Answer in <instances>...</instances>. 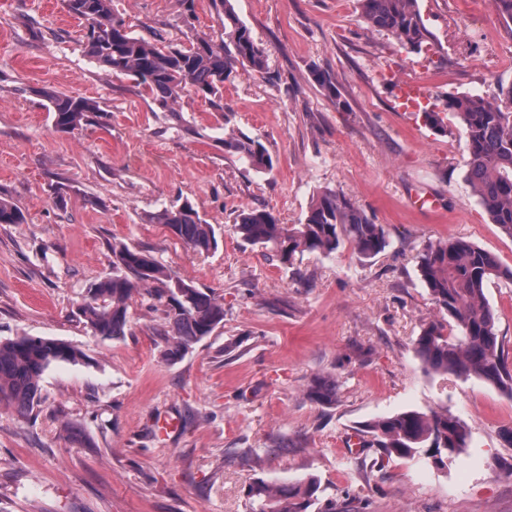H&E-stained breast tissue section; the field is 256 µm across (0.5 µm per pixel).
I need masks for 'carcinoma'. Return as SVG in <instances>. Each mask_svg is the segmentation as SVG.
Returning <instances> with one entry per match:
<instances>
[{
    "label": "carcinoma",
    "instance_id": "carcinoma-1",
    "mask_svg": "<svg viewBox=\"0 0 512 512\" xmlns=\"http://www.w3.org/2000/svg\"><path fill=\"white\" fill-rule=\"evenodd\" d=\"M224 13V39L197 37L189 46L172 48L156 38L135 35L125 19L112 9V0H66L68 12L84 23L87 55L115 76H132L165 112L183 89L215 107L222 104L224 81L237 66L264 73L267 51L237 17L230 0H213ZM416 0H360L361 18L372 31H384L412 50H422L426 30ZM312 76L336 105V86L329 73L315 67ZM52 117V129L72 134L87 124L89 115L101 111L97 102L81 96L43 92ZM448 111L461 124L469 143L466 180L491 223L512 238V87L490 101L478 94L448 95ZM224 154L238 158L257 173L274 168L272 156L250 137L224 134ZM24 214L9 198L0 196V224H21ZM157 223L196 253L217 248L216 233L185 201L165 209ZM235 227L241 238L273 253L282 263L295 255L320 252L330 255L342 240L372 258L387 246L384 227L375 223L345 195L324 190L310 206L302 224H282L266 209L238 214ZM418 271L439 311L450 318L449 330L432 320L415 340V352L424 369L462 380L476 379L512 395V368L499 347L496 317L484 289L493 278L512 281L488 252L462 238H450L426 248ZM138 288H152L166 302L165 356L176 360L224 323V304L210 294L175 278L148 250L120 247L112 250V275L92 284L79 307L95 336L118 339L125 335L127 302ZM75 347L48 338L17 336L0 341V401L12 404L22 415L32 412L39 399V382L53 363L74 362ZM309 395L325 404L336 401V383L327 380L311 386ZM362 433L369 445L387 456L414 460L429 454L434 463L460 454L468 447V425L447 409L409 410L381 417ZM318 483L249 486V512H307L317 500Z\"/></svg>",
    "mask_w": 512,
    "mask_h": 512
}]
</instances>
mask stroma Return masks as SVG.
<instances>
[{"label": "stroma", "mask_w": 512, "mask_h": 512, "mask_svg": "<svg viewBox=\"0 0 512 512\" xmlns=\"http://www.w3.org/2000/svg\"><path fill=\"white\" fill-rule=\"evenodd\" d=\"M231 4L266 48V72L226 81L225 112L188 91L169 113L85 54L64 0H0V193L25 216L0 224V340L83 353L44 371L29 416L0 402V512H247L250 484L308 478L336 512H512V396L425 372L414 350L440 316L418 271L427 245L461 237L512 269V238L467 183V139L445 114L449 95L512 86V22L493 0H417L426 41L416 53L367 30L358 0ZM112 7L135 34L157 29L177 48L223 31L212 0H196L189 23L183 0ZM315 66L341 105L313 81ZM405 80L425 92L417 110L397 102ZM42 87L102 113L54 133ZM427 110L444 114L445 131L426 124ZM228 127L267 148L271 173L225 156ZM325 189L384 226V251L365 259L344 242L284 264L235 230L253 208L302 223ZM426 194L423 212L413 199ZM182 201L215 227V251L195 254L153 223ZM123 245L222 302L223 327L167 360L166 307L142 290L123 338L94 336L76 310ZM485 295L512 364V281L491 279ZM321 378L335 381V403L309 397ZM441 407L471 431L447 465L348 449L376 418ZM166 419L177 427L163 434Z\"/></svg>", "instance_id": "1"}]
</instances>
